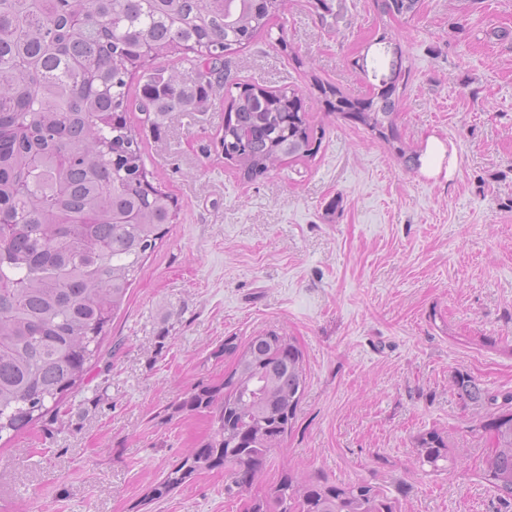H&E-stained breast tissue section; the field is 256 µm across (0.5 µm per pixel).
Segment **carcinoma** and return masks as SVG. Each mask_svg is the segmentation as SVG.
Segmentation results:
<instances>
[{"label": "carcinoma", "instance_id": "cac0c4a2", "mask_svg": "<svg viewBox=\"0 0 512 512\" xmlns=\"http://www.w3.org/2000/svg\"><path fill=\"white\" fill-rule=\"evenodd\" d=\"M379 13L414 18L421 0H376ZM288 0H0V439L40 420L80 385L98 359L112 320L174 199L154 184L142 152L145 126L171 111L207 112L224 97L226 58L269 31ZM197 67L193 87L161 60L174 52ZM145 79L141 124L127 120L130 87ZM408 81L364 101L336 87L321 92L331 110L378 134L408 169L420 155L397 145L395 124ZM224 160L252 180L286 161L316 156L320 138L293 88L246 85L230 98L220 140ZM234 366L215 385L175 401L204 413L212 432L164 478L161 500L203 470L225 468L231 496L250 494L248 512H401L368 482L341 484L288 470L267 492L250 493L270 455L284 447L305 388L300 349L259 333L232 340ZM458 389L488 413L477 432L490 441L483 479L512 505V393L492 394L466 375ZM420 462L453 464L437 431L419 435Z\"/></svg>", "mask_w": 512, "mask_h": 512}]
</instances>
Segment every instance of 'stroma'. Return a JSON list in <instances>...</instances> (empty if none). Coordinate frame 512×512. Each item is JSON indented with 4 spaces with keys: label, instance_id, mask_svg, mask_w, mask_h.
<instances>
[{
    "label": "stroma",
    "instance_id": "1",
    "mask_svg": "<svg viewBox=\"0 0 512 512\" xmlns=\"http://www.w3.org/2000/svg\"><path fill=\"white\" fill-rule=\"evenodd\" d=\"M396 60L414 170L320 92L369 98ZM225 67L234 84L296 89L324 130L317 155L240 178L215 152L220 99L147 134L179 218L83 384L0 446V512H243L220 468L144 496L209 433L172 403L223 380L225 340L260 331L295 339L307 386L257 491L289 468L371 482L401 512H512L480 477L486 411L456 385L462 373L512 391V0H422L411 21L374 0H290ZM432 429L453 470L419 464L415 440Z\"/></svg>",
    "mask_w": 512,
    "mask_h": 512
}]
</instances>
